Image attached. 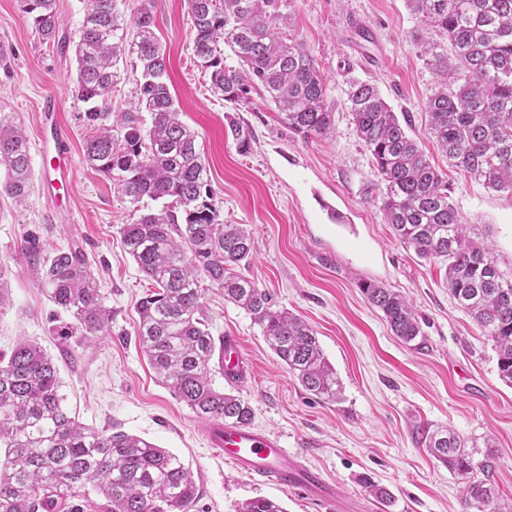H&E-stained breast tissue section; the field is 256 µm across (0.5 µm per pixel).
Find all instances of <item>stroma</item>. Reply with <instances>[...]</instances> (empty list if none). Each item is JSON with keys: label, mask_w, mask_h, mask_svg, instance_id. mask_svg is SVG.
<instances>
[{"label": "stroma", "mask_w": 512, "mask_h": 512, "mask_svg": "<svg viewBox=\"0 0 512 512\" xmlns=\"http://www.w3.org/2000/svg\"><path fill=\"white\" fill-rule=\"evenodd\" d=\"M156 16L166 47L170 91L184 122L195 131L209 168L219 218L242 224L253 240L244 273L269 291L277 306L300 315L315 331L342 385V398L325 403L309 395L270 350L259 328L219 288L207 293L213 336H237L244 361L238 384L214 372L216 387L240 396L253 426L278 434L290 455L309 465L371 512H466L459 476L418 444L412 426L449 428L474 446L491 443L497 481L512 501V386L499 377L491 342L448 292L445 267L418 259L394 239L374 186L372 157L347 112L352 79L376 84L395 112L409 113L413 135L431 162L446 169L453 202L464 223L486 232L501 270L512 272V196L484 188L449 168L433 143L423 105L436 82L410 33L417 22L407 0H296L295 28L325 75L334 114L328 134H293L275 107L259 96L232 105L213 96L193 57L194 29L187 0H117L125 23L143 5ZM370 29L364 41L358 27ZM349 60L350 70L340 67ZM73 55L42 40L21 0H0V113L11 115L30 142L42 129L46 96L72 131L74 171L59 201L43 191L46 176L32 155L26 204L0 191V266L8 297L0 306V354L24 340L39 343L58 366L68 408L86 426L119 428L177 454L198 488L195 512H235L257 497L284 512H322L300 492L263 483L225 463L211 448L200 421L151 368L135 335L137 304L150 287L124 252L119 229L138 217L110 178L83 157L89 131L84 103L70 91ZM252 132L240 151L230 120ZM348 215L346 237L327 232L326 205ZM37 236L46 252L80 249L110 310V332L94 343L57 336L69 324L39 285L24 241ZM373 280L409 296L424 338L409 346L395 336L358 287ZM372 477L392 493L391 503L370 499L360 484Z\"/></svg>", "instance_id": "obj_1"}]
</instances>
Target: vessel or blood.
I'll use <instances>...</instances> for the list:
<instances>
[{"instance_id": "1", "label": "vessel or blood", "mask_w": 512, "mask_h": 512, "mask_svg": "<svg viewBox=\"0 0 512 512\" xmlns=\"http://www.w3.org/2000/svg\"><path fill=\"white\" fill-rule=\"evenodd\" d=\"M71 132L61 122L50 121L40 151L50 168V185L67 190L74 168L70 150ZM224 378L234 382L241 373L238 340L225 335L219 339ZM206 436L219 448L226 462L252 477L299 489L313 497L325 512H368L366 506L353 505L318 471L298 457L289 456L282 441L268 431L245 424L217 419L206 421Z\"/></svg>"}]
</instances>
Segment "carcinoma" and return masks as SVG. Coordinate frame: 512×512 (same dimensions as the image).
I'll list each match as a JSON object with an SVG mask.
<instances>
[{"instance_id": "carcinoma-1", "label": "carcinoma", "mask_w": 512, "mask_h": 512, "mask_svg": "<svg viewBox=\"0 0 512 512\" xmlns=\"http://www.w3.org/2000/svg\"><path fill=\"white\" fill-rule=\"evenodd\" d=\"M296 0H188L193 55L209 74L211 91L239 104L255 92L282 114L288 130L323 136L334 123L327 79L291 24ZM417 20L412 37L436 90L424 105L429 133L448 162L467 179L512 194V0H407ZM42 39L60 53L74 48L72 95L87 105L84 160L104 175L120 173L115 189L140 213L122 225L127 254L153 290L138 307L142 351L173 395L199 419L249 424L248 402L215 387L210 362L216 340L204 314L203 282L245 310L271 351L309 394L340 398L341 384L314 331L276 307L270 294L239 269L253 242L241 224L219 220L196 135L180 119L168 85L165 49L156 16L145 7L127 35L114 0H85L77 40L59 36L56 0H22ZM445 37L449 45L432 38ZM229 48L238 65L224 60ZM140 67L137 102L120 112L107 106L117 66ZM347 105L358 138L373 158L376 186L394 237L418 258L446 265L448 292L492 342L499 377L512 385V275L500 270L492 248L462 222L451 188L378 87L352 79ZM151 117L145 126L142 113ZM0 184L24 202L31 192L29 144L22 128L0 114ZM159 203L145 213L144 200ZM40 271L50 301L72 318L86 342L109 334L104 306L84 254L77 248L44 254L32 235L23 245ZM359 288L406 343L424 336L412 301L373 281ZM54 360L31 341L0 355V512H193L194 480L176 454L114 428L79 424L60 393ZM420 443L463 483L465 504L496 512L497 457L468 447L450 429L416 425ZM365 492L391 502L385 487L366 479ZM104 499L98 503L90 491ZM237 512H284L269 498H253Z\"/></svg>"}]
</instances>
